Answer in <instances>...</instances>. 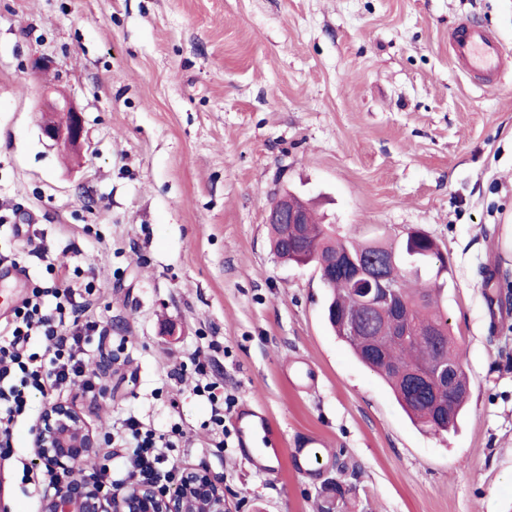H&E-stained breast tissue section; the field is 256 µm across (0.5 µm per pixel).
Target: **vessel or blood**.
I'll return each mask as SVG.
<instances>
[{
	"instance_id": "1",
	"label": "vessel or blood",
	"mask_w": 512,
	"mask_h": 512,
	"mask_svg": "<svg viewBox=\"0 0 512 512\" xmlns=\"http://www.w3.org/2000/svg\"><path fill=\"white\" fill-rule=\"evenodd\" d=\"M449 53L464 74H478L490 81L500 79L512 67V54L506 53L491 31L473 21L460 24L449 43ZM232 421L242 454L254 464H261L265 457L272 455L285 459L300 474L315 466L321 446L319 440L305 437L296 447H287L270 415L247 404L236 409Z\"/></svg>"
}]
</instances>
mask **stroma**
Here are the masks:
<instances>
[{
  "instance_id": "obj_1",
  "label": "stroma",
  "mask_w": 512,
  "mask_h": 512,
  "mask_svg": "<svg viewBox=\"0 0 512 512\" xmlns=\"http://www.w3.org/2000/svg\"><path fill=\"white\" fill-rule=\"evenodd\" d=\"M467 19L512 52V0H0V251L33 225L51 252L24 254L31 279L53 262L94 285L108 334L89 355L112 371L108 397H77L91 422L181 423V465L223 475L233 512H512V72L489 87L454 65ZM48 86L84 116L80 156L41 136ZM283 188L340 233L419 228L448 254L457 432L413 426L331 331L314 265L274 257ZM197 350L288 440L318 435L314 476L212 447ZM299 358L313 390L284 378ZM32 462L24 423L0 458L11 512L49 489L22 483Z\"/></svg>"
}]
</instances>
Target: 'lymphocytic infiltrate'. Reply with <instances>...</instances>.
<instances>
[{"label": "lymphocytic infiltrate", "instance_id": "lymphocytic-infiltrate-1", "mask_svg": "<svg viewBox=\"0 0 512 512\" xmlns=\"http://www.w3.org/2000/svg\"><path fill=\"white\" fill-rule=\"evenodd\" d=\"M51 285L33 283L12 310V318L0 328V457H9L14 446V429L30 411V398L38 394L56 398L74 386L84 393L104 392L98 379L90 376L86 345L104 328L90 313L93 292L75 287L68 271L52 272ZM191 362L197 376L195 390L206 397L211 412L207 427L216 447H223L229 430L225 410L234 401L225 397L223 385L210 374L199 357ZM184 433L179 426L162 431L135 415L123 419L119 428L107 432L108 447L124 450L119 474L102 468L97 475L103 492L136 477L166 491L176 482L180 469L169 454L179 448Z\"/></svg>", "mask_w": 512, "mask_h": 512}]
</instances>
